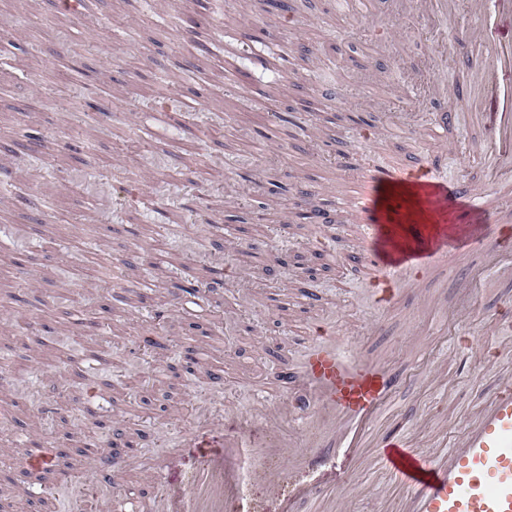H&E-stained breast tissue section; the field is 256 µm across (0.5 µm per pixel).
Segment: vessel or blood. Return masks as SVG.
Here are the masks:
<instances>
[{
	"label": "vessel or blood",
	"instance_id": "b4317fda",
	"mask_svg": "<svg viewBox=\"0 0 512 512\" xmlns=\"http://www.w3.org/2000/svg\"><path fill=\"white\" fill-rule=\"evenodd\" d=\"M506 14L512 15V0H476L464 38L473 62L465 96L477 118L483 99L494 101L497 123L488 128L483 151L507 178L512 176V83L496 77L499 70H512V42L498 36L499 20ZM426 172L421 186L427 196L458 200L473 212H486L485 185L443 180L434 166ZM409 176L401 162H363L352 189L338 202L362 228V247L346 259L353 275L400 290L419 288L425 276L459 250V230L446 224L434 225L412 246H393L387 225L375 217V192ZM500 233V225L479 224L470 237L483 247L492 269L502 255ZM274 380L279 393L272 409L257 414L251 426L214 439L208 414L186 433L187 447L205 448L209 454L177 483L165 470L154 471L161 494L151 512H224L228 507L233 512H299L301 501L322 492L336 503L357 480L348 461L366 459L399 488L397 512H512L511 372L500 377L496 390L452 443L423 446L408 435L417 424L413 418L372 435L376 418L403 380L380 361L343 348L335 337H314L303 368L280 366ZM274 419L297 421L299 435L282 432L265 443L253 442L252 426ZM105 446L107 464L87 468L86 480L114 487L128 467V442L124 434L113 432ZM271 456L283 459V466L266 467L264 461ZM17 458L22 468L40 473L53 467L56 448L51 443L33 448L24 440ZM256 478L266 483L267 499L249 494L248 483Z\"/></svg>",
	"mask_w": 512,
	"mask_h": 512
}]
</instances>
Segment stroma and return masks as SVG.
Returning <instances> with one entry per match:
<instances>
[{
	"mask_svg": "<svg viewBox=\"0 0 512 512\" xmlns=\"http://www.w3.org/2000/svg\"><path fill=\"white\" fill-rule=\"evenodd\" d=\"M56 0H0V503L12 512H102L104 489L82 483L79 465L33 477L15 440L103 439L137 427L152 436L129 464L119 493L152 501L148 468L173 478L203 451L167 450L201 412L225 424L249 416L279 362L299 364L313 328L330 327L360 351L409 377L376 422L418 417L413 439L455 433L483 402L495 374L512 369V278L479 280L465 320L454 315L459 268L481 269L478 247L450 257L424 281L427 304L398 293L378 309L368 281L341 262L362 244L336 206L353 174L335 161L360 150L379 162L429 161L433 90L467 82L465 11L443 15L425 0H397L362 20L366 0H290L288 18L268 0H85L82 17ZM241 46L226 67L225 33ZM342 90L325 102L321 84ZM301 125L283 121L299 100ZM448 131L440 169L486 181L467 101ZM326 224L296 218L298 202ZM405 195L378 200L382 223L418 241ZM288 254L271 276L255 243ZM237 270L209 305L168 319L171 293L202 288L220 266ZM147 274L145 295L128 279ZM317 296L308 302L306 292ZM502 315L494 356L484 354L489 316ZM165 340L154 353L143 337ZM224 371L215 394L210 366L179 368L192 347ZM99 356L102 410L85 409L87 359ZM52 407L43 416L42 407ZM346 512H383L397 496L379 473L361 470Z\"/></svg>",
	"mask_w": 512,
	"mask_h": 512,
	"instance_id": "1",
	"label": "stroma"
}]
</instances>
